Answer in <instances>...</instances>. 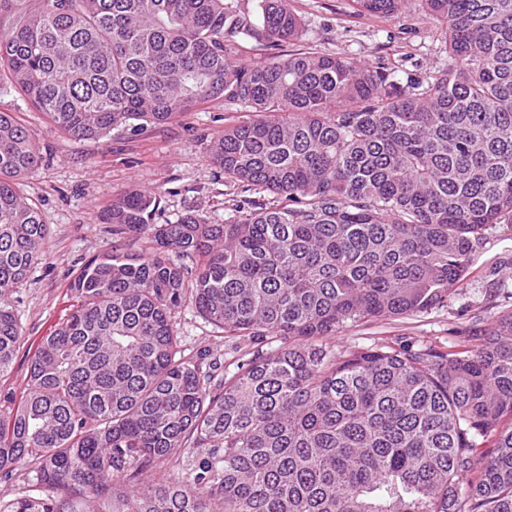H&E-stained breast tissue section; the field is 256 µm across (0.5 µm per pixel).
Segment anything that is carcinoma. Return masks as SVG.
<instances>
[{
    "label": "carcinoma",
    "instance_id": "obj_1",
    "mask_svg": "<svg viewBox=\"0 0 512 512\" xmlns=\"http://www.w3.org/2000/svg\"><path fill=\"white\" fill-rule=\"evenodd\" d=\"M422 2L451 63L403 83L318 51L239 64L242 33L297 37L285 0H260L259 29L225 0H0V76L58 129L100 139L239 103L256 118L211 160L281 200L222 224H156L137 187L112 200V250L0 407V472L32 464L42 486L0 512H83L75 494L94 512H512V311L446 352L329 342L444 306L485 231L512 226V0ZM39 160L0 112V378L23 344L9 295L48 235L16 182ZM187 301L250 347L215 385L173 328ZM181 452L183 473L159 470Z\"/></svg>",
    "mask_w": 512,
    "mask_h": 512
}]
</instances>
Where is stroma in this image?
<instances>
[{"instance_id":"1","label":"stroma","mask_w":512,"mask_h":512,"mask_svg":"<svg viewBox=\"0 0 512 512\" xmlns=\"http://www.w3.org/2000/svg\"><path fill=\"white\" fill-rule=\"evenodd\" d=\"M301 22L288 42L239 36L237 60L251 66L314 49L339 53L387 67L399 79L425 80L447 67L444 34L413 0L401 17L379 20L356 15L351 0H288ZM0 112H11L28 128L41 163L19 179L21 192L39 206L48 226L45 254L10 297L22 334L12 372L0 378V400L19 397L27 387L29 344L61 324L74 302L69 284L80 268L112 247L106 212L114 197L136 186L160 200L156 223L176 221L192 211L214 224L235 207L272 204L269 192L226 179L207 151L226 126L250 117L247 109L224 99L208 101L172 122L137 133L111 132L99 140H76L55 128L24 94L0 81ZM512 311V227L489 229L470 274L446 306L394 320L347 323L332 342L353 351L406 341L448 351L470 326ZM174 330L187 355L204 370L223 376L233 352L219 330L185 303L174 314Z\"/></svg>"}]
</instances>
